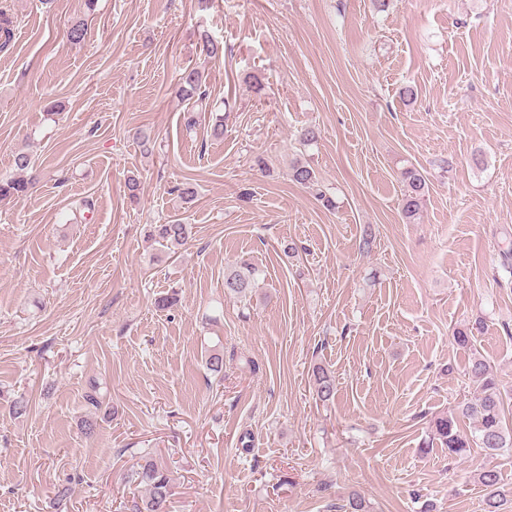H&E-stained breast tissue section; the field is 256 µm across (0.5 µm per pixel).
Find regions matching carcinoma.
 Segmentation results:
<instances>
[{
	"label": "carcinoma",
	"instance_id": "obj_1",
	"mask_svg": "<svg viewBox=\"0 0 512 512\" xmlns=\"http://www.w3.org/2000/svg\"><path fill=\"white\" fill-rule=\"evenodd\" d=\"M202 74L195 68L183 69L178 79L177 94L184 100L205 99L202 90ZM30 158L19 153L14 158L17 175L0 179V200L16 199L25 196L31 180L26 173ZM292 180L306 188L319 184L315 170L307 162L300 160L290 168ZM404 189L400 200L403 217L411 222L417 219L422 202L428 191L424 175L414 167L401 172ZM191 235V225L177 220L157 224L151 237L161 246L176 248L184 245ZM257 280V271L249 263L228 270L224 274V290L228 295L245 298L252 293ZM484 329L482 320L477 319L453 332L454 341L460 346H468L472 339ZM469 380L476 386L474 398L463 401L447 413L431 420V437L448 449V457L463 458L472 448L481 449L487 456H497L504 451H512V426L504 419V398L499 383L489 362L482 355H475L467 370ZM310 379L316 400L328 404L335 399L336 380L333 372L321 364L312 367ZM465 418L470 423V431L463 432L457 427L458 419ZM131 478L142 486L146 494L134 505L135 512H169L170 482L167 470L152 458H145L132 472ZM476 480L485 488L482 512H509L512 509V486L501 482L498 471L482 468L475 473Z\"/></svg>",
	"mask_w": 512,
	"mask_h": 512
}]
</instances>
